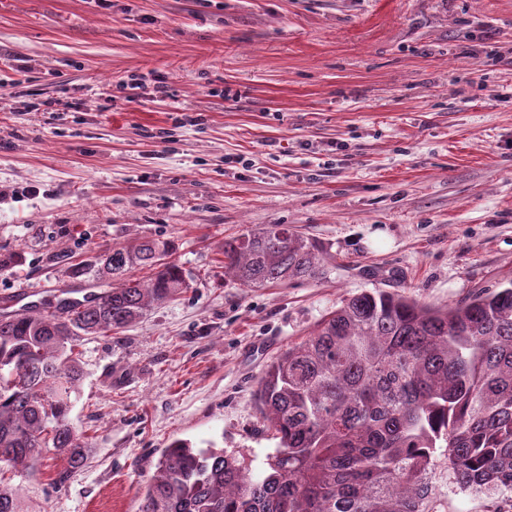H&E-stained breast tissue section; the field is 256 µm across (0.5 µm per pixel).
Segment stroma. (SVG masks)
<instances>
[{
  "instance_id": "35a3bbf8",
  "label": "stroma",
  "mask_w": 512,
  "mask_h": 512,
  "mask_svg": "<svg viewBox=\"0 0 512 512\" xmlns=\"http://www.w3.org/2000/svg\"><path fill=\"white\" fill-rule=\"evenodd\" d=\"M511 87L512 0H0V253L22 256L0 299L83 297L71 265L145 238L187 282L83 341L69 419L91 455L61 484L47 458L13 475L25 512H137L177 439L260 471L277 441L257 383L344 299L443 307L512 282ZM264 224L330 272L226 278L225 239ZM437 477L439 512H512L510 491Z\"/></svg>"
}]
</instances>
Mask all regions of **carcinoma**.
<instances>
[{
	"label": "carcinoma",
	"instance_id": "cac0c4a2",
	"mask_svg": "<svg viewBox=\"0 0 512 512\" xmlns=\"http://www.w3.org/2000/svg\"><path fill=\"white\" fill-rule=\"evenodd\" d=\"M172 244L102 250L71 269L106 289L0 313V512H24L4 472L91 449L69 414L81 341L117 334L184 292ZM324 249L286 224L224 240V275L245 288L329 272ZM154 270L146 280L129 268ZM254 401L278 439L255 473L222 448L164 449L137 512H435L438 459L456 483L512 491V285L430 307L377 288L343 301L268 365Z\"/></svg>",
	"mask_w": 512,
	"mask_h": 512
}]
</instances>
